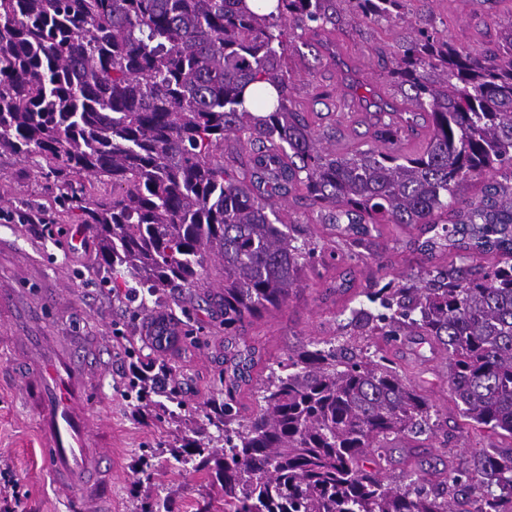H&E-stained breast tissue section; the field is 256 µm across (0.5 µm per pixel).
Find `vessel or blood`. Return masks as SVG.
I'll list each match as a JSON object with an SVG mask.
<instances>
[{"mask_svg": "<svg viewBox=\"0 0 512 512\" xmlns=\"http://www.w3.org/2000/svg\"><path fill=\"white\" fill-rule=\"evenodd\" d=\"M0 323L11 335L9 348L24 347L27 360L21 372L19 389L24 405L34 414L44 443V466L54 474L73 475L85 470L91 461L98 427L83 406L92 384L103 369L93 361L76 365L70 352L55 348L43 336L27 335L13 312V295L0 292ZM111 481L86 488H75L81 508L100 504L110 497Z\"/></svg>", "mask_w": 512, "mask_h": 512, "instance_id": "vessel-or-blood-1", "label": "vessel or blood"}]
</instances>
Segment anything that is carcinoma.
Segmentation results:
<instances>
[{
    "label": "carcinoma",
    "mask_w": 512,
    "mask_h": 512,
    "mask_svg": "<svg viewBox=\"0 0 512 512\" xmlns=\"http://www.w3.org/2000/svg\"><path fill=\"white\" fill-rule=\"evenodd\" d=\"M337 0H0V155L38 156L58 202L96 242V274L112 297L155 309L195 288L219 261L217 294L229 336L283 306L316 260L336 246L360 259L384 224L419 225L413 251L460 261L496 254L488 268L430 264L417 280L365 288L351 309V355L309 342L269 367L256 410L239 417L236 351L224 400L205 404L220 449L192 439L189 455L215 460L199 512H512V452L394 485L380 476L389 441L430 424L437 410L375 340L417 333L448 359L462 415L512 436V28L506 49L473 53L433 27L413 25L389 81L417 111L387 112L381 146L338 153L320 145L289 106V30L340 19ZM361 20L400 16L405 0H345ZM277 92L245 106L250 85ZM430 135L416 152L403 134L419 111ZM252 153L239 167L224 143ZM490 176L481 194L463 184ZM296 194L336 228L319 244L281 217ZM127 396L158 409L137 376Z\"/></svg>",
    "instance_id": "carcinoma-1"
}]
</instances>
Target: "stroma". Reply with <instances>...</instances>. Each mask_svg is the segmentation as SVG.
Here are the masks:
<instances>
[{
    "label": "stroma",
    "mask_w": 512,
    "mask_h": 512,
    "mask_svg": "<svg viewBox=\"0 0 512 512\" xmlns=\"http://www.w3.org/2000/svg\"><path fill=\"white\" fill-rule=\"evenodd\" d=\"M512 21V0H407L399 18L382 24L360 21L343 12L340 23L326 28H295L286 58L291 107L303 115L314 133L336 132L339 150L367 148L374 142L380 112L408 108L403 93L388 81L393 58L410 24H429L458 46L483 50L502 42ZM54 190L39 175L34 162L0 157V211L41 212L52 221L48 232L30 224L0 222V289L37 308L35 331L57 341L86 336L97 339L104 374L88 402L112 435V446L101 460L102 469H115L112 512H140L142 502L169 498L173 512H196L209 489L205 471L162 456L151 477L137 474L134 462L141 449L160 445L180 447L181 423L158 427L138 420L133 401L124 394L129 355L116 344L117 326L135 328L136 306L112 299L94 273L95 245L76 240L77 228L55 206ZM409 228L387 226L371 253L359 261L325 260L319 274L308 276L303 288L278 311L224 334L214 304L215 288L185 293V308H173L177 337L165 347L144 348L142 363L165 359L194 417L210 398H223L224 345L255 344L261 355L253 375L268 372L272 360H285L291 350L311 340L341 343L339 323L356 306L352 293L334 289L339 276L352 274L359 289L381 279L421 274L422 255L396 249V239L412 236ZM62 290L65 300H48L50 289ZM394 367L439 411L431 429L388 445L387 478L402 485L409 473L423 476L448 466L473 467L481 454L512 450V436L479 431L463 417L448 388V363L437 346L424 336H400L384 342ZM43 450L36 422L23 406L12 358L0 354V472L9 473L24 496L21 512H71V503L42 466Z\"/></svg>",
    "instance_id": "obj_1"
}]
</instances>
